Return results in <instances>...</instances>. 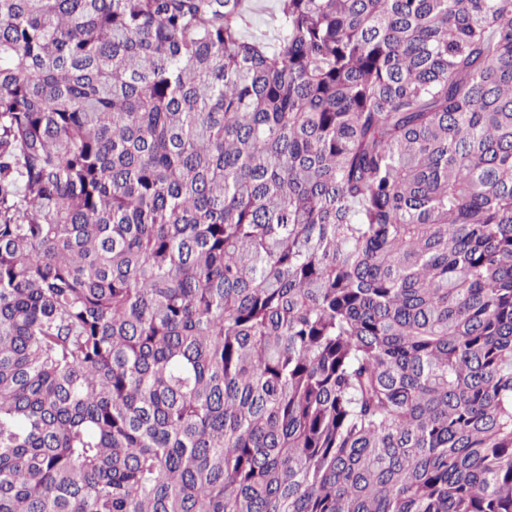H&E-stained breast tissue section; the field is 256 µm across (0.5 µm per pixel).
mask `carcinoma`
I'll return each instance as SVG.
<instances>
[{
	"instance_id": "obj_1",
	"label": "carcinoma",
	"mask_w": 512,
	"mask_h": 512,
	"mask_svg": "<svg viewBox=\"0 0 512 512\" xmlns=\"http://www.w3.org/2000/svg\"><path fill=\"white\" fill-rule=\"evenodd\" d=\"M0 0V512H512V0ZM254 5L253 13L251 14L252 27L249 30L251 33L255 31H265L267 41L273 44L272 35L273 28L271 26V16L276 7L275 0H253Z\"/></svg>"
}]
</instances>
